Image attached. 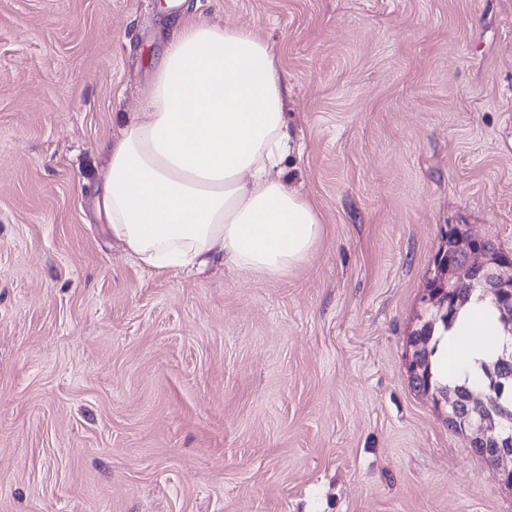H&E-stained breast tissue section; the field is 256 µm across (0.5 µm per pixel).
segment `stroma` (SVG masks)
Here are the masks:
<instances>
[{
    "label": "stroma",
    "instance_id": "35a3bbf8",
    "mask_svg": "<svg viewBox=\"0 0 512 512\" xmlns=\"http://www.w3.org/2000/svg\"><path fill=\"white\" fill-rule=\"evenodd\" d=\"M187 12L284 73L290 274H160L95 210ZM452 224L512 257V0H0V512H512L408 373Z\"/></svg>",
    "mask_w": 512,
    "mask_h": 512
}]
</instances>
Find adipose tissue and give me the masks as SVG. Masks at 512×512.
I'll return each instance as SVG.
<instances>
[{"label": "adipose tissue", "mask_w": 512, "mask_h": 512, "mask_svg": "<svg viewBox=\"0 0 512 512\" xmlns=\"http://www.w3.org/2000/svg\"><path fill=\"white\" fill-rule=\"evenodd\" d=\"M142 95V109L104 145L95 199L109 230L141 264L204 270L215 262L263 277L302 266L324 226L280 175L301 146L283 112L277 59L246 28L191 15ZM493 305L472 300L439 344L438 376H477L501 347Z\"/></svg>", "instance_id": "ef3b65f1"}]
</instances>
